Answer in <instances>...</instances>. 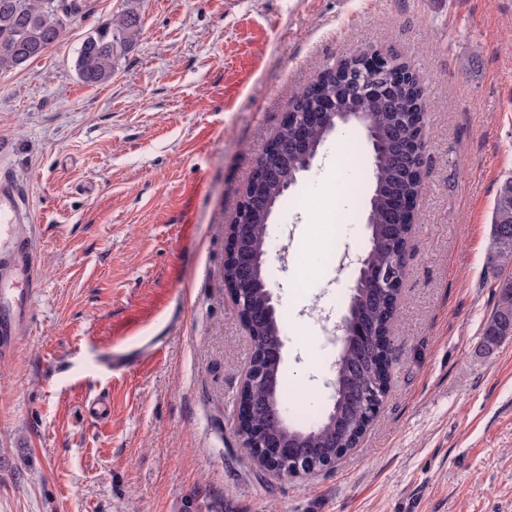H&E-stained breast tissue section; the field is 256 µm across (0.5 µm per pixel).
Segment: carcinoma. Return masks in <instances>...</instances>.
I'll list each match as a JSON object with an SVG mask.
<instances>
[{"label": "carcinoma", "instance_id": "cac0c4a2", "mask_svg": "<svg viewBox=\"0 0 512 512\" xmlns=\"http://www.w3.org/2000/svg\"><path fill=\"white\" fill-rule=\"evenodd\" d=\"M84 7V0H0V71L22 67L39 58L49 46L62 42L68 22L81 14ZM140 33V17L133 10L93 29L78 50L75 69L79 79L88 86L109 81L119 56L137 42ZM394 93L399 101L398 108L393 111L377 109L373 114L372 123L384 142L380 155L369 154L368 178L369 197L374 206L371 237L376 239L382 256L399 258L408 245L412 229L402 223L391 230V235H385L388 207L397 196L416 194L422 179V154L427 143L420 142L419 155L410 159V170L405 172L394 160L398 144L388 140L389 130L398 127L409 132L416 121H425L426 97L419 82L410 78L399 82ZM339 94V78L336 72L328 69L302 90L293 111H313L322 99H332ZM326 140L324 128L312 129L308 148L288 152L285 163L288 174L300 176L308 154ZM283 195L278 182L266 185L267 204L255 209L250 239L253 249L265 252L269 248L271 227L267 205H277ZM492 224L493 248L488 262L504 269L512 264V177L500 187ZM397 306L398 300L390 293L378 298L366 285L354 287L346 313L347 328L353 333L360 325L375 332L385 330L391 327ZM253 335L261 342L273 344L282 337V329L278 324H256ZM507 336H512V278L501 284L497 306L484 327L481 347L490 352ZM335 374V421L324 418L309 427L290 425L281 430L265 418H258V423L269 431L288 438L289 443L297 446L304 461L302 472L308 476L327 468L356 448L375 418L371 401L362 395L381 381L390 385V379L379 378L372 340L363 341L356 335L342 346Z\"/></svg>", "mask_w": 512, "mask_h": 512}]
</instances>
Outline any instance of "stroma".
<instances>
[{"label":"stroma","mask_w":512,"mask_h":512,"mask_svg":"<svg viewBox=\"0 0 512 512\" xmlns=\"http://www.w3.org/2000/svg\"><path fill=\"white\" fill-rule=\"evenodd\" d=\"M130 8L137 44L83 84L82 40ZM374 51L426 91L390 388L333 466L272 476L234 429L252 346L222 288L224 226L299 93ZM364 144L329 138L287 193L301 205L271 218L291 230L290 263H266L279 383H304L319 414L338 350L314 312L342 317L352 286L324 238L367 250L364 207L332 212L340 179L367 193ZM1 164L29 193L40 285L0 361V512H512V336L480 350L512 177V0H86L64 41L0 72ZM493 248L488 255L491 265L504 269L512 264V177L498 192L493 211Z\"/></svg>","instance_id":"obj_1"}]
</instances>
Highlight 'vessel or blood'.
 Masks as SVG:
<instances>
[{
    "mask_svg": "<svg viewBox=\"0 0 512 512\" xmlns=\"http://www.w3.org/2000/svg\"><path fill=\"white\" fill-rule=\"evenodd\" d=\"M29 198L9 174H0V360L14 357L17 338L31 318L39 282L34 248L19 233L32 223Z\"/></svg>",
    "mask_w": 512,
    "mask_h": 512,
    "instance_id": "b4317fda",
    "label": "vessel or blood"
}]
</instances>
